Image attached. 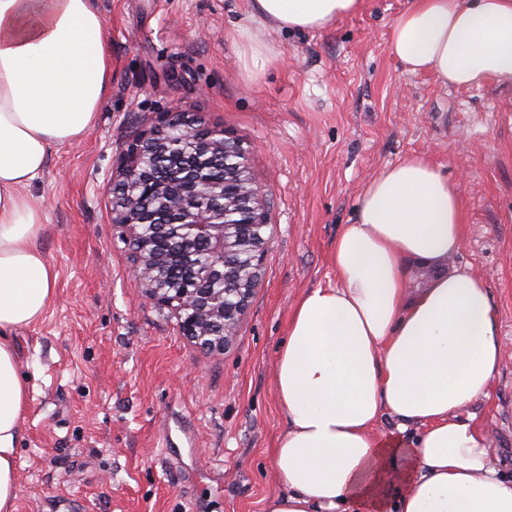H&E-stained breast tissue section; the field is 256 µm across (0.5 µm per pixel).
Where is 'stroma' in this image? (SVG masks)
Masks as SVG:
<instances>
[{"instance_id": "stroma-1", "label": "stroma", "mask_w": 512, "mask_h": 512, "mask_svg": "<svg viewBox=\"0 0 512 512\" xmlns=\"http://www.w3.org/2000/svg\"><path fill=\"white\" fill-rule=\"evenodd\" d=\"M98 2L110 95L33 186L58 281L44 318L16 335L31 384L16 512H264L281 490L273 368L288 316L333 281L336 238L367 182L411 154L460 183L467 232L454 263L484 279L507 348L489 398L469 411L511 478L512 83L406 72L386 44L409 0H365L324 30L282 35L249 0ZM238 26L274 58L261 77L243 67ZM174 105L243 144L268 202L261 281L220 353L132 287L102 191L129 136Z\"/></svg>"}]
</instances>
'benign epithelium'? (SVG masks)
Listing matches in <instances>:
<instances>
[{
    "mask_svg": "<svg viewBox=\"0 0 512 512\" xmlns=\"http://www.w3.org/2000/svg\"><path fill=\"white\" fill-rule=\"evenodd\" d=\"M227 179H209L215 164ZM112 223L134 287L175 312L184 336L222 352L261 279L268 205L240 143L176 107L128 139L112 181Z\"/></svg>",
    "mask_w": 512,
    "mask_h": 512,
    "instance_id": "1",
    "label": "benign epithelium"
}]
</instances>
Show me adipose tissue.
I'll list each match as a JSON object with an SVG mask.
<instances>
[{"label": "adipose tissue", "instance_id": "adipose-tissue-1", "mask_svg": "<svg viewBox=\"0 0 512 512\" xmlns=\"http://www.w3.org/2000/svg\"><path fill=\"white\" fill-rule=\"evenodd\" d=\"M363 7L252 0V15L279 33L315 32ZM386 48L445 85L510 81L512 0H411ZM111 83L96 0H0V512H15L30 389L15 334L42 319L58 279L31 187L54 151L85 137ZM465 233L460 186L427 156L362 190L336 239L334 283L302 295L277 350L284 491L265 512H512V480L465 413L489 397L504 352L486 283L448 267ZM416 269L429 277L414 290Z\"/></svg>", "mask_w": 512, "mask_h": 512}]
</instances>
